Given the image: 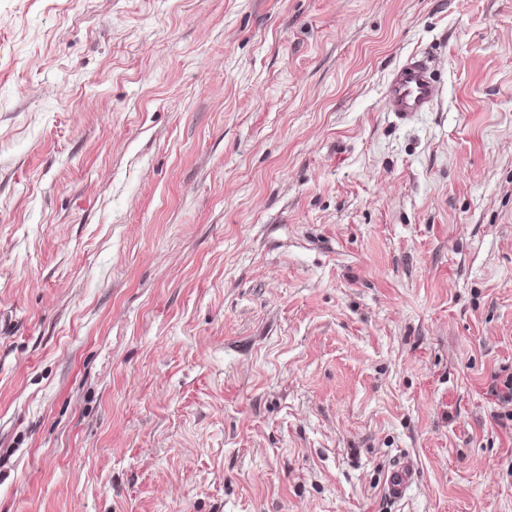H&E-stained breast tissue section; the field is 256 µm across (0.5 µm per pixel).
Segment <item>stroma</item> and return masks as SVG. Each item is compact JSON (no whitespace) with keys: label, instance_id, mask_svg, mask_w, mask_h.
Masks as SVG:
<instances>
[{"label":"stroma","instance_id":"obj_1","mask_svg":"<svg viewBox=\"0 0 512 512\" xmlns=\"http://www.w3.org/2000/svg\"><path fill=\"white\" fill-rule=\"evenodd\" d=\"M505 368L512 0H0V512H512ZM440 95V85L426 52L408 56L389 73L384 89L387 112L406 115L429 112ZM417 480V470L412 461L405 459L387 469L383 477L382 490L389 500L402 501Z\"/></svg>","mask_w":512,"mask_h":512}]
</instances>
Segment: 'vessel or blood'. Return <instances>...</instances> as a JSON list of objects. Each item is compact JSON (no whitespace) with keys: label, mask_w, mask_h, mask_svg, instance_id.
<instances>
[{"label":"vessel or blood","mask_w":512,"mask_h":512,"mask_svg":"<svg viewBox=\"0 0 512 512\" xmlns=\"http://www.w3.org/2000/svg\"><path fill=\"white\" fill-rule=\"evenodd\" d=\"M440 95V85L426 53L408 56L395 65L384 89L386 111L399 115L427 112ZM417 480V470L410 460H402L387 469L382 490L389 500L402 501Z\"/></svg>","instance_id":"b4317fda"}]
</instances>
